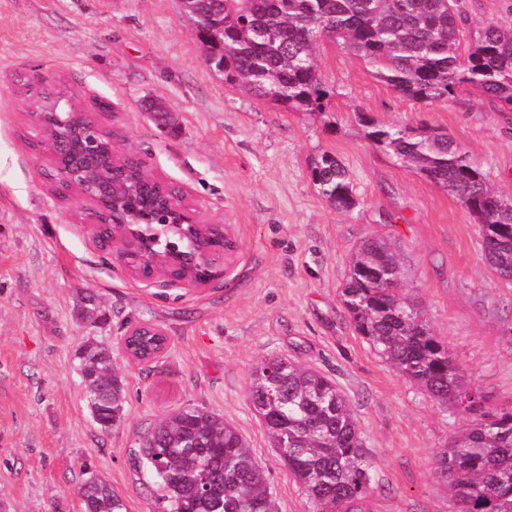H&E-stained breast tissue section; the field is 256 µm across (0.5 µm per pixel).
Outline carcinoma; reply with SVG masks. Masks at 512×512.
Wrapping results in <instances>:
<instances>
[{
	"label": "carcinoma",
	"mask_w": 512,
	"mask_h": 512,
	"mask_svg": "<svg viewBox=\"0 0 512 512\" xmlns=\"http://www.w3.org/2000/svg\"><path fill=\"white\" fill-rule=\"evenodd\" d=\"M190 19L210 36L211 68L224 79L285 109L323 112L329 92L315 62L327 36L342 41L399 96L421 105L455 97L463 85L512 111V27L491 23L462 45L467 17L456 0H195ZM62 137L67 125L37 117ZM366 137L407 170L448 191L480 224L486 261L512 282V197L498 194L480 167L431 127L365 122ZM313 177L338 209L356 204L347 171L322 155ZM400 264L387 243L369 238L349 258L341 290L356 330L400 376L470 417L437 458L458 512H512V405H492L469 386L408 299ZM80 371L96 423L110 430L121 417L123 386L111 351L87 342ZM248 398L314 512H367L371 463L349 400L321 373L286 357L260 360ZM134 470L152 480L158 512H273L263 468L239 429L224 416L189 406L151 426L132 453ZM83 512H127L105 481L79 487Z\"/></svg>",
	"instance_id": "obj_1"
}]
</instances>
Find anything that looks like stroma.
<instances>
[{
  "instance_id": "obj_1",
  "label": "stroma",
  "mask_w": 512,
  "mask_h": 512,
  "mask_svg": "<svg viewBox=\"0 0 512 512\" xmlns=\"http://www.w3.org/2000/svg\"><path fill=\"white\" fill-rule=\"evenodd\" d=\"M464 40L512 26V0H463ZM324 111H289L227 83L203 60L179 0H0V512H82L87 473L128 512H156L130 452L159 419L186 406L224 415L246 438L274 512H312L247 396L264 357L321 373L349 399L373 462L370 512H456L437 455L469 418L397 375L357 333L340 292L350 253L367 238L397 255L404 292L442 338L467 382L512 403V284L482 253L480 229L456 198L405 170L365 135L380 124L441 128L512 193V112L471 88L430 106L399 97L363 59L322 38ZM64 81L99 123L118 131L159 180L182 187L203 218L226 224L235 249L201 288L134 276L82 223L86 201L43 175L32 95L16 75ZM160 98L163 127L142 103ZM345 167L356 205L335 208L312 168ZM103 318L76 320L85 298ZM147 323L168 337L149 363L123 349ZM108 346L125 388L122 418L102 431L79 371L87 339Z\"/></svg>"
}]
</instances>
